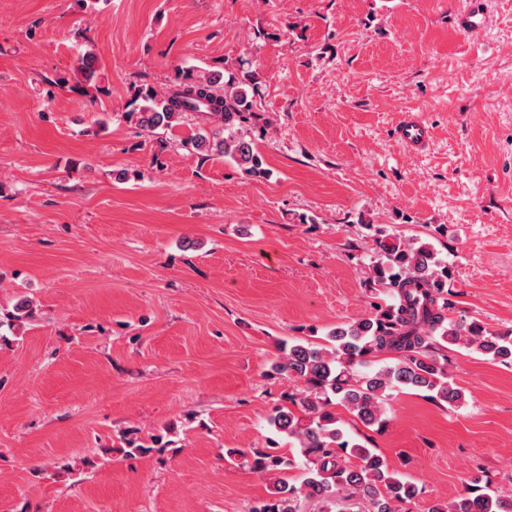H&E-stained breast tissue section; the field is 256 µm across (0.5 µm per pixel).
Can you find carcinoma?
<instances>
[{
  "mask_svg": "<svg viewBox=\"0 0 512 512\" xmlns=\"http://www.w3.org/2000/svg\"><path fill=\"white\" fill-rule=\"evenodd\" d=\"M78 71L84 84L96 85L91 55L80 56ZM252 91L250 71L225 77L186 71L167 93L141 89L125 118L152 133L178 124L186 112H197L217 126L196 133L183 146L204 159L229 157L244 175L262 178L267 173L264 160L245 132L255 115ZM368 229L377 246L370 281L386 289L390 300L373 304L369 317L332 329L329 349L308 342L283 350L274 371L305 388L289 396L299 400V413L279 406L267 421L292 440L294 450L283 453L272 442L263 449L238 452L250 470L276 476L270 497L252 512H301L305 499L317 500L322 512H333L343 491L358 495L366 512H399L400 504L418 496V486L401 479L381 456L351 437L336 407L347 409L367 427H382L391 391L423 390L438 402L458 405L463 393L448 379L445 355L439 353L444 343L464 344L489 360L512 365L511 332H491L478 320L448 317L451 272L431 244L415 246L381 228ZM380 352H394L396 357L376 368L374 358ZM349 457L359 463L347 464ZM290 470L302 471L300 485L282 478ZM479 483L480 477H473L472 487L451 505L438 503L428 512H512L511 499L485 493Z\"/></svg>",
  "mask_w": 512,
  "mask_h": 512,
  "instance_id": "carcinoma-1",
  "label": "carcinoma"
}]
</instances>
